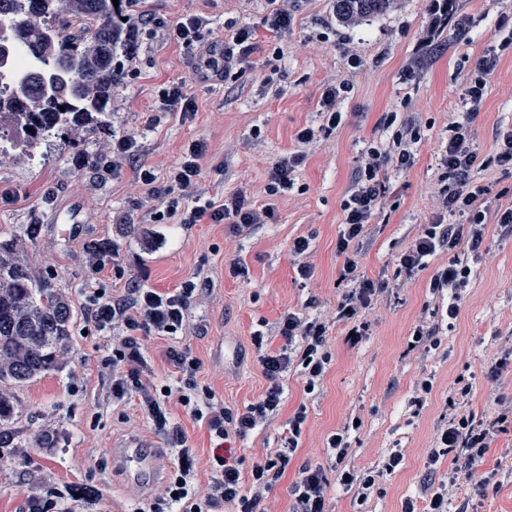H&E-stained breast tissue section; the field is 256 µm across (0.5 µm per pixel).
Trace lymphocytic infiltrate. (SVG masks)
<instances>
[{"mask_svg":"<svg viewBox=\"0 0 512 512\" xmlns=\"http://www.w3.org/2000/svg\"><path fill=\"white\" fill-rule=\"evenodd\" d=\"M126 19L119 37L130 48L122 66V78L134 76L141 63V37H160L186 47H203L205 56L199 68L201 80L222 79L233 68L246 65L253 52L251 34L247 28L233 31L222 41L211 40L208 18L187 14L177 21L146 12L141 0H124ZM491 62L480 64V74L465 91L466 110L448 126V139L441 147L440 168L444 185L438 193L440 214L455 216L452 224H430L414 244L400 257V267L406 278L424 270H432L430 288L433 293H448L449 319L460 313L462 293L470 283L471 256L477 255L483 242V226L487 214H494L498 223L512 224V208L500 206V193L491 185H476L471 180L475 168L497 166L512 168V126L498 129L495 152L478 158L469 147V130L477 117L487 93V77ZM414 138L395 134L392 148L368 147L359 160L355 184L343 204L344 229L337 240V250L345 261L340 279L347 287L336 306V320L346 327L345 340L357 345L370 330L367 314L382 291L380 284L362 277L357 264L348 253L358 244L366 224L383 210L387 200L384 170L388 165L404 169L414 162ZM209 150L206 140L197 139L186 147L179 160L165 176L154 169L136 165L139 141L136 136L123 134L113 137L111 145L100 157L103 169L120 174L126 164H135L136 180L144 187L141 200L149 217L163 224H229L236 231L246 232L259 224L275 219L272 206H256L246 190H238L218 200L207 195L199 186L202 161ZM449 251L446 264L431 267L430 262L440 251ZM83 306L94 329L111 337L112 353L104 363L112 369V394L121 398L136 393L140 407L154 426L163 432L169 443L177 447L179 465L171 474L164 495L149 508L136 512H223L225 505H239V512H265V495L280 480L299 445L305 408H298L288 421V435L275 457L256 464L250 476H243L236 465L225 457L215 456L211 480L206 490H198L191 474L190 451L182 427L172 421L170 406L179 403L189 416L205 423L211 437L223 442L231 436L243 437L257 427L270 423L277 415L284 393L280 378L292 363H299L304 389L314 392L325 374L330 356L325 349L327 328L324 323L307 320L295 312H286L278 319L275 330L283 340L281 348L262 352L260 363L268 386L261 399L234 411L217 399L209 385L198 379L200 363L188 352L169 348L166 357L175 367L176 386H157L151 381L152 367L145 353L143 339L149 335L176 337L185 327L196 284L188 280L172 292H161L139 284L127 289L119 298L101 293L98 282L89 283L82 292ZM512 425V404L499 403L494 415L486 420H474L472 415L456 412L447 423L438 427L434 447L426 464L434 466L446 457L452 463L447 481L424 484L418 498L407 499L403 512H448V492L460 483L469 482L482 489L495 479L494 472L484 470L483 463L495 437ZM335 465L341 466L340 482L356 489L358 496L367 497L380 473L394 472L403 461L400 450L387 454L381 469L356 470L344 468L348 443L344 433L328 439ZM328 483L321 467L303 465L288 488L292 512H326Z\"/></svg>","mask_w":512,"mask_h":512,"instance_id":"obj_1","label":"lymphocytic infiltrate"}]
</instances>
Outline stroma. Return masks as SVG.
Listing matches in <instances>:
<instances>
[{"instance_id": "35a3bbf8", "label": "stroma", "mask_w": 512, "mask_h": 512, "mask_svg": "<svg viewBox=\"0 0 512 512\" xmlns=\"http://www.w3.org/2000/svg\"><path fill=\"white\" fill-rule=\"evenodd\" d=\"M288 6L294 22L279 43L262 24L268 0H144L143 9L171 21L186 14L207 16L218 40L229 27H251L252 59L264 64L262 78L245 73L204 82L196 74V52L147 40L138 75L112 103L114 128L36 141L38 164L0 160V241L22 238L27 260L39 274L51 276L75 308L66 358L41 378L11 388L17 412L12 428L21 445L0 448V512H28L29 490L38 485L65 492L63 512H133L143 497L113 474L114 444L133 440L164 450L166 463L178 459L176 449L143 416L136 397H112V371L101 364L108 339L89 328L82 296L87 253L97 244L119 250L118 269H105L101 278L113 296L136 283L161 292L189 279L196 283L183 334L148 337L146 351L158 383L171 384L177 375L165 354L173 345L187 350L201 363L199 380L228 408L259 401L268 386L253 331L265 332L272 352L282 344L274 326L285 311L325 322L331 361L315 392L306 393L299 367H290L278 415L231 442L242 474H250L255 462L273 456L288 434L289 417L305 407L298 450L266 500L268 512H290L288 487L305 464L324 468L328 512H402L405 498L418 495L427 482L445 479L452 468L445 459L428 470L426 457L458 382L471 388L465 409L475 420L491 417L497 399L512 400V377L493 382L487 375L490 359L512 346V228L487 217L456 320L442 318L429 273L408 279L399 271L401 254L439 215L440 144L449 123L464 111L466 86L487 55L495 60L486 99L471 125V150L488 156L497 129L512 125V48L500 47L512 32L498 26L502 16H512V0H455V24L427 48L420 45L427 0H400L396 12L359 27L339 23L332 0H288ZM278 47L283 54L277 58ZM410 67L415 73L408 78L404 72ZM170 81L184 82L195 97L191 118L159 111L158 91ZM342 81L350 84L339 105L343 123L322 131L321 94ZM387 112L398 115L394 130L416 132L419 140L412 167L388 166L389 205L366 225L355 256L359 274L382 282L385 290L369 315V336L352 347L336 321L344 262L336 243L361 153L392 138L393 131L380 125ZM308 126L317 134L303 146L295 135ZM116 130L137 132L138 163L161 175L189 142L208 141L201 188L218 198L246 188L257 206L274 207L275 223L242 236L228 224L148 223L137 204L141 189L133 180L135 165L114 177L70 163L74 152L92 153L108 144ZM297 152L305 158L293 174L292 189L268 196L264 187L272 165ZM31 224L38 231L28 239L24 233ZM299 237L309 239L313 254L315 271L307 281L297 275L298 260L291 252ZM234 263L248 268L247 278L230 275ZM311 298L316 306H308ZM423 317L434 325L439 343L411 347ZM425 379L432 380L433 391L419 408L412 400ZM172 414L196 453L195 479L207 486L217 442L181 406H173ZM353 421L358 427L350 433L348 465L373 467L393 448L404 454L401 466L363 500L340 485L328 466L329 437ZM37 435L44 436L43 444H34ZM485 466L497 470V484L481 492L461 484L455 504L467 512H512V426L496 437ZM85 487L93 488V497L80 496Z\"/></svg>"}]
</instances>
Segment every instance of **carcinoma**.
<instances>
[{
  "label": "carcinoma",
  "mask_w": 512,
  "mask_h": 512,
  "mask_svg": "<svg viewBox=\"0 0 512 512\" xmlns=\"http://www.w3.org/2000/svg\"><path fill=\"white\" fill-rule=\"evenodd\" d=\"M395 7V0H336L335 11L346 24L366 21ZM12 17L10 38L23 43L22 31L30 21L59 35L58 56L98 59L84 68L78 95L45 91L43 79L17 80L13 108L27 116V136L43 139L66 135L90 126H103L112 117V82L121 50L114 44L116 16L113 3L78 0H0V18ZM73 309L55 283L37 274L23 255L18 240L0 241V448L18 447V436L8 423L16 416L12 384L36 379L53 370L67 354Z\"/></svg>",
  "instance_id": "obj_1"
}]
</instances>
